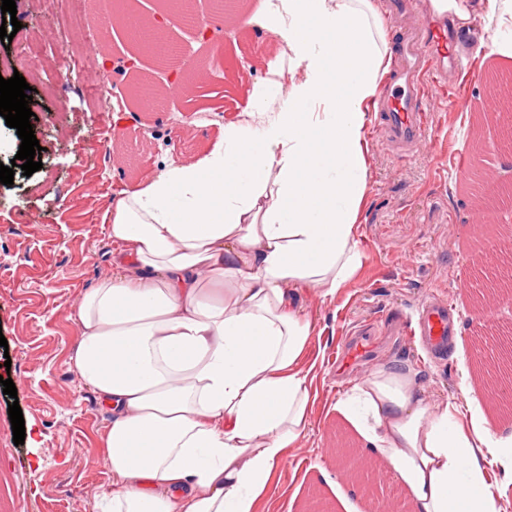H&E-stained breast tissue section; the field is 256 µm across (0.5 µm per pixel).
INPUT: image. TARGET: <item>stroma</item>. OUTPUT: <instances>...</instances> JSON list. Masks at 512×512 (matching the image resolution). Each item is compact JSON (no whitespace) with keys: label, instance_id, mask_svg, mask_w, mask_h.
Listing matches in <instances>:
<instances>
[{"label":"stroma","instance_id":"obj_1","mask_svg":"<svg viewBox=\"0 0 512 512\" xmlns=\"http://www.w3.org/2000/svg\"><path fill=\"white\" fill-rule=\"evenodd\" d=\"M15 2L23 29L41 30L45 58H56L67 38L60 18L36 11L31 0ZM86 5L80 53L98 69L73 70L62 87L52 72L41 74L29 106L43 166L0 184V334L9 348L0 355V376H10L17 389L13 398L0 394V512H99V495L112 483L103 448L109 417L71 367L80 340L71 306L112 270L106 210L124 184L203 157L225 125L245 120L253 101L268 99L269 79L288 65L283 47L258 21H228L210 41L172 29V42L206 59V73L191 94L168 90L164 108L143 114L124 93L127 72L112 66L134 45L122 30L99 33L96 0ZM461 29L481 59L466 112L434 104L433 136L407 159L376 134L377 113L367 117L368 179L356 229L362 264L335 295L318 288L301 294L314 320L310 427L287 448L256 512L270 503L275 512H376L381 502L412 512L391 466L336 411L338 396L359 377L337 367L336 353L348 346L350 329L371 328L378 366L409 369L423 400L440 404L463 399L465 382L478 380L494 325L512 321V296L489 282L512 256V234L472 228L474 219L498 210L512 183V166L496 155L497 128L512 114L504 94L512 88V58L488 55L497 31L484 15H472ZM126 110L132 121L121 134L111 117ZM452 145L471 167H449ZM462 280L469 291L456 290ZM431 295L451 299L455 317L453 345L437 362L389 326L392 316L412 317ZM14 399L25 423L42 431L39 448L14 444Z\"/></svg>","mask_w":512,"mask_h":512}]
</instances>
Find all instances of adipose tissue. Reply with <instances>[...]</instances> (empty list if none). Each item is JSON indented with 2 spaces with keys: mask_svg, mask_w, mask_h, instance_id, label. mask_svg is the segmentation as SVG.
Listing matches in <instances>:
<instances>
[{
  "mask_svg": "<svg viewBox=\"0 0 512 512\" xmlns=\"http://www.w3.org/2000/svg\"><path fill=\"white\" fill-rule=\"evenodd\" d=\"M479 6L512 56V0ZM298 77L260 126H225L202 158L124 186L112 202V272L79 295L71 360L111 415L107 512H254L307 429L304 288L335 294L362 263L367 112L390 65L373 0H251ZM336 410L393 467L414 512H500L487 451L512 480V434L457 404L427 405L412 373L355 380Z\"/></svg>",
  "mask_w": 512,
  "mask_h": 512,
  "instance_id": "obj_1",
  "label": "adipose tissue"
}]
</instances>
